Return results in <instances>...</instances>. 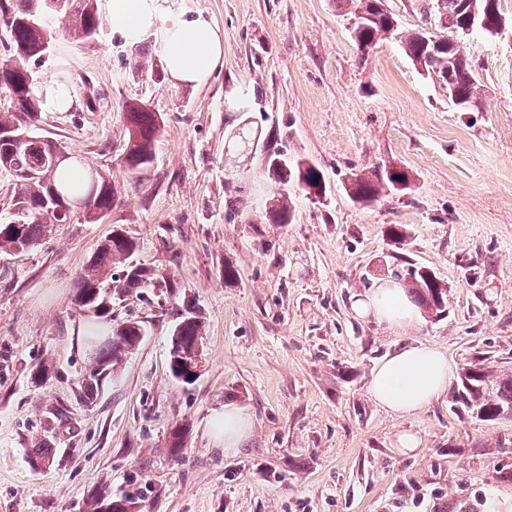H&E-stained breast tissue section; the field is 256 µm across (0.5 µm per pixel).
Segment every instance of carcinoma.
<instances>
[{"label": "carcinoma", "mask_w": 512, "mask_h": 512, "mask_svg": "<svg viewBox=\"0 0 512 512\" xmlns=\"http://www.w3.org/2000/svg\"><path fill=\"white\" fill-rule=\"evenodd\" d=\"M499 0H474L488 25L480 28L485 34L493 33L492 24L500 14L499 7L488 11L489 2ZM347 7L350 29L360 56L369 54L386 34L400 35L406 55L421 62L428 74H433L448 87L452 101L462 111L483 107L481 84L466 54L464 40L459 33L467 22L466 10H448V0H433L438 26L446 34L437 36L421 27L414 31L399 32L397 19L385 6V0H339ZM46 0H0V23L7 27L8 54L0 56V92L6 93L8 105L0 109V134H10L23 129L32 137L29 141L28 165L30 173L13 176L15 185L13 206L22 215L21 230L12 222H0V251L24 253L36 247L51 232L55 224H67L71 217L88 205L99 218L109 212L115 200L111 181L73 157L55 164L51 155L56 145L41 137L36 124L41 112L40 101L34 92V83L27 80L31 74L30 61L42 60L45 41H55L65 33L74 41L81 35L100 29L98 0H71V7L62 12L42 15V29L35 30L25 24L33 12ZM68 22L65 29L57 26L59 20ZM128 140L124 161L129 170L140 172L150 167L154 160V146L160 131L157 116L142 107L129 108ZM272 163L263 171L264 176L281 186L296 181L306 188L326 192L323 175L306 161H273L285 158L283 150L268 146ZM407 182L403 172L387 167L377 168L368 174L351 179L348 187L351 199L364 207L374 204L381 197L404 188ZM265 217L275 224H288L292 220V201L280 197L264 204ZM136 244L132 238L119 233L104 240L96 249L84 272L80 275L72 303L84 313L98 319L112 314V299L131 294L149 286L150 275L133 262ZM117 265V274L108 269ZM406 288L414 301L429 315L438 317L447 309L448 289L434 273L424 267L412 266L403 275ZM144 329L138 322H127L112 330L111 338L97 347L96 366L82 386L84 402H93L104 380L112 375L113 368L141 342ZM200 321L195 313L187 311L179 317L171 333L170 343L177 351L169 354V368L175 379L183 378L187 360L196 356L199 345ZM454 391L458 393L464 410L482 421H495L512 410V373L496 378L481 363H471L458 375ZM140 495L136 492L114 494L101 488L91 499L90 512H138Z\"/></svg>", "instance_id": "1"}]
</instances>
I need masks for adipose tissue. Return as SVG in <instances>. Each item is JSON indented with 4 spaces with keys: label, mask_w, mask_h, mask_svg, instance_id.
I'll return each mask as SVG.
<instances>
[{
    "label": "adipose tissue",
    "mask_w": 512,
    "mask_h": 512,
    "mask_svg": "<svg viewBox=\"0 0 512 512\" xmlns=\"http://www.w3.org/2000/svg\"><path fill=\"white\" fill-rule=\"evenodd\" d=\"M112 25L129 44L156 35L172 83L206 84L224 58V32L201 13L177 8L175 0H111ZM352 308L397 332L416 324L418 315L398 285L387 282L354 299ZM453 367L437 347L403 345L375 366L369 392L374 402L399 416L411 415L443 395Z\"/></svg>",
    "instance_id": "ef3b65f1"
}]
</instances>
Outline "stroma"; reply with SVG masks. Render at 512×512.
Returning a JSON list of instances; mask_svg holds the SVG:
<instances>
[{"label":"stroma","instance_id":"35a3bbf8","mask_svg":"<svg viewBox=\"0 0 512 512\" xmlns=\"http://www.w3.org/2000/svg\"><path fill=\"white\" fill-rule=\"evenodd\" d=\"M178 3L224 31L206 85L172 84L157 39L126 44L106 8L94 42L59 37L33 67L36 91L58 79L73 91L68 110H42L41 135L109 176L116 200L99 223L77 215L27 253H0V512H85L102 486L142 490L140 512H483L512 485V419L473 418L449 390L400 418L368 386L376 362L412 341L459 368L481 357L512 371V0H499V35L466 39L479 112L459 111L396 38L359 56L339 0ZM238 87L262 130L286 131L289 158L325 175L320 199L290 184L292 223L264 216L280 187L261 154L224 157V93ZM134 104L161 120L138 173L122 160ZM379 165L405 172L409 190L355 204L351 175ZM117 229L167 285L113 302V324L145 335L87 404L92 320L72 296ZM407 262L447 284L444 315L401 335L356 317L353 296ZM188 310L202 352L185 383L169 344ZM227 407L249 422L229 449L212 430ZM405 430L421 439L409 455L396 444ZM40 449L51 458L37 468Z\"/></svg>","mask_w":512,"mask_h":512}]
</instances>
